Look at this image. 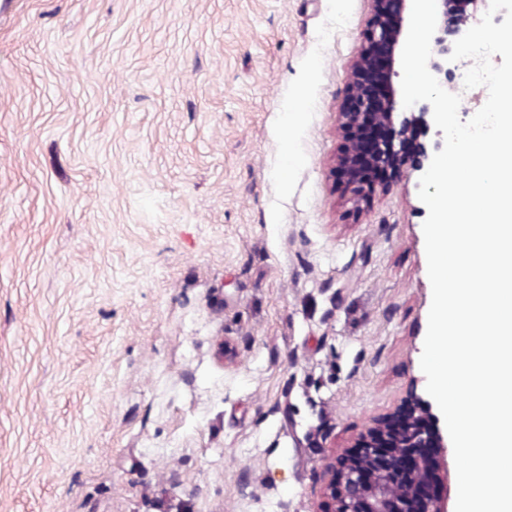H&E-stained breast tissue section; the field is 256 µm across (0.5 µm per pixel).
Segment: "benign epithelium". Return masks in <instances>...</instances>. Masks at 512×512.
I'll use <instances>...</instances> for the list:
<instances>
[{
  "mask_svg": "<svg viewBox=\"0 0 512 512\" xmlns=\"http://www.w3.org/2000/svg\"><path fill=\"white\" fill-rule=\"evenodd\" d=\"M373 19L365 43L355 60L339 126L344 139L342 152L333 167L335 179L349 198L359 201L358 190L364 168L395 162L405 154L411 167L421 174L434 154L443 148L442 130L436 128L432 106L419 102L403 107L397 94L396 50L404 37L405 14L412 0H371ZM487 0H437V26L431 40L430 69L442 87L448 73L457 67L449 61L455 38L466 33L478 5ZM432 136L431 146L422 139ZM385 439L395 448L398 464L406 473L394 485L387 512H448L447 497L440 487L439 472L447 463V441L439 426L430 433L420 430L395 437L378 426L362 434L354 447L366 453L376 450V440ZM368 459L345 452L329 466L327 501L322 512H380V503L365 493L371 483L364 468Z\"/></svg>",
  "mask_w": 512,
  "mask_h": 512,
  "instance_id": "1",
  "label": "benign epithelium"
}]
</instances>
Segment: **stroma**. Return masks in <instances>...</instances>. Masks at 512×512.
<instances>
[{"label": "stroma", "instance_id": "35a3bbf8", "mask_svg": "<svg viewBox=\"0 0 512 512\" xmlns=\"http://www.w3.org/2000/svg\"><path fill=\"white\" fill-rule=\"evenodd\" d=\"M370 18L0 0V512H321L360 433L438 413L417 178L331 173Z\"/></svg>", "mask_w": 512, "mask_h": 512}]
</instances>
